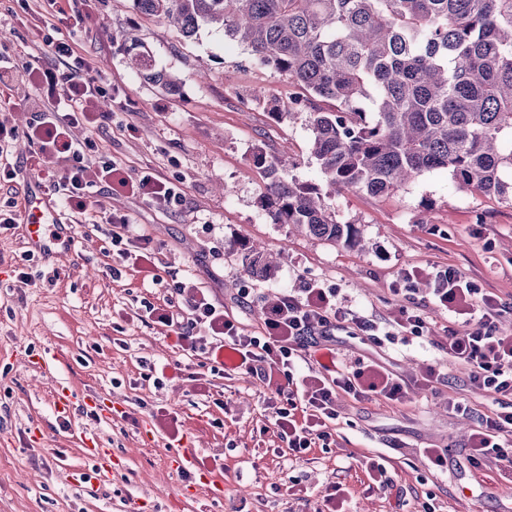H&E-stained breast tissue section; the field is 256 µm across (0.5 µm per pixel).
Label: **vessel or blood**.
I'll return each mask as SVG.
<instances>
[{
    "instance_id": "obj_1",
    "label": "vessel or blood",
    "mask_w": 512,
    "mask_h": 512,
    "mask_svg": "<svg viewBox=\"0 0 512 512\" xmlns=\"http://www.w3.org/2000/svg\"><path fill=\"white\" fill-rule=\"evenodd\" d=\"M24 224L26 229L27 246L31 253L46 257L58 256L71 252L73 241L67 223L60 219L57 211L47 203L37 190H29L24 199ZM53 225V233H45L44 225ZM53 407L59 414L66 415L75 403L96 409L104 420H111L113 411L111 405L101 402L98 397H78L66 387L56 388L52 394ZM79 443L85 456L94 460L95 475L100 483H108L115 479L120 470V464L112 451L104 446L97 437L79 434Z\"/></svg>"
}]
</instances>
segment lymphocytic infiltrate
<instances>
[{"label":"lymphocytic infiltrate","mask_w":512,"mask_h":512,"mask_svg":"<svg viewBox=\"0 0 512 512\" xmlns=\"http://www.w3.org/2000/svg\"><path fill=\"white\" fill-rule=\"evenodd\" d=\"M46 47L56 61L54 68L30 67L8 77L0 73V83L8 79L41 91L36 119L25 132L0 121V155L8 153L18 136L36 143L31 169L51 181L70 221L91 220L107 236L112 278L132 266L153 285L164 287L163 304L147 305L142 323L165 328L183 351L208 360L213 373L243 371L256 378L266 399L278 402L279 435L297 456L315 441L328 440L332 424L340 418L339 393L358 400L402 398V384L382 366L369 363L352 370L339 361L330 343L347 318L335 289L321 282H307L299 292H283L266 301L263 322L254 333L216 305L205 288L188 281L164 282L156 272L150 236L141 233L129 214L95 200L92 189L100 185L108 194L169 208L182 203V188L151 172L130 176L121 163L102 154L95 140L73 138L72 127L95 129L107 118L101 107L105 92L72 43L50 37ZM477 292L449 267L436 274L432 288L437 305L463 321L448 338L449 355L467 369L473 385L497 398L496 408L480 417L469 437L467 461L477 468L495 459L501 480L511 484L512 336L499 328L503 306L495 297L485 296L481 308L473 307ZM228 349L238 355L230 365L222 360Z\"/></svg>","instance_id":"1"}]
</instances>
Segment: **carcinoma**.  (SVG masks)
<instances>
[{
  "mask_svg": "<svg viewBox=\"0 0 512 512\" xmlns=\"http://www.w3.org/2000/svg\"><path fill=\"white\" fill-rule=\"evenodd\" d=\"M131 2L186 39L203 24L223 31L300 90L295 104L311 109L320 180L288 175L282 154L254 153L266 178L258 204L275 223L358 247L360 229L336 219V194L390 195L431 170L512 202V180H504L512 173V0ZM123 43L140 77L179 91V79L156 69L137 39ZM323 100L336 109L318 108ZM243 250L250 275L272 272L265 251Z\"/></svg>",
  "mask_w": 512,
  "mask_h": 512,
  "instance_id": "obj_1",
  "label": "carcinoma"
}]
</instances>
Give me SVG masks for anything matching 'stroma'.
<instances>
[{"instance_id": "35a3bbf8", "label": "stroma", "mask_w": 512, "mask_h": 512, "mask_svg": "<svg viewBox=\"0 0 512 512\" xmlns=\"http://www.w3.org/2000/svg\"><path fill=\"white\" fill-rule=\"evenodd\" d=\"M82 53L112 99V115L93 136L103 154L129 175L150 171L179 184L181 205L158 209L126 196L110 198L152 236L157 272L164 280H191L248 329H256L264 302L280 289L318 280L335 288L345 312L387 327L405 305L419 312L423 337L398 335L382 342L336 333L346 364L361 358L392 371L404 386L402 400L340 394L341 418L326 445L294 457L274 426L276 407L264 402L258 381L245 374L208 375L191 381L198 359L184 360L161 327L136 318L145 304H162L159 287L127 270L112 278L110 243L88 223L71 225L76 252L39 263L44 282L24 284L14 274L27 249L22 228L0 233V512H314L325 485H339L345 512H512V489L498 478L495 460L469 467L467 438L479 417L495 408L493 395L471 384L445 350L457 323L437 307L429 288L436 269L453 267L482 292L512 304V203L459 189L447 172L430 171L382 197L344 191L333 202L338 220L362 233L358 247L334 244L276 224L258 205L265 182L252 161L255 147L274 153L288 146L291 176L315 182L308 114L278 122L263 98H277L294 112L297 88L287 76L261 65L218 29L200 27L186 40L166 22L134 15L129 0H60ZM53 8L44 0H0V60L22 68L54 67L43 52ZM133 34L157 68L176 74L180 92L169 95L139 77L121 49ZM137 138H129L127 126ZM34 146L19 138L8 157L17 170L0 180V210L22 202L37 184L50 203L52 184L30 171ZM246 242L278 253L273 275H249L241 261ZM418 273L400 291L404 270ZM248 289L240 303V289ZM188 369L176 372L179 361ZM444 380L425 387L429 367ZM164 374L153 385L149 368ZM112 400L120 412L111 423L86 416L75 405L69 418L51 403L57 386ZM461 400L468 413L449 409ZM96 433L122 458L112 483L92 477L94 463L76 432ZM193 449L201 469L224 479V497L213 501L199 488L179 502L184 480L169 466L165 449ZM429 448L448 451L435 466ZM390 461L388 485L374 486L362 469L365 456ZM86 478L69 482L64 468Z\"/></svg>"}]
</instances>
